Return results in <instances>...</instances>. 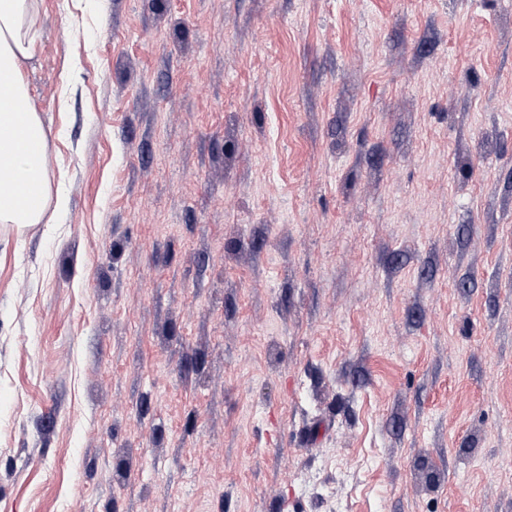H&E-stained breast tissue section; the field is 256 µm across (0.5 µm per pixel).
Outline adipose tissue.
Listing matches in <instances>:
<instances>
[{
    "label": "adipose tissue",
    "mask_w": 512,
    "mask_h": 512,
    "mask_svg": "<svg viewBox=\"0 0 512 512\" xmlns=\"http://www.w3.org/2000/svg\"><path fill=\"white\" fill-rule=\"evenodd\" d=\"M36 0H0V102H16L20 110L0 116V223L27 228L43 223L47 210L63 213L68 198L52 192L48 138L27 90L21 64L33 56L37 30Z\"/></svg>",
    "instance_id": "ef3b65f1"
}]
</instances>
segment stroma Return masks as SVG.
Segmentation results:
<instances>
[{
  "label": "stroma",
  "instance_id": "obj_1",
  "mask_svg": "<svg viewBox=\"0 0 512 512\" xmlns=\"http://www.w3.org/2000/svg\"><path fill=\"white\" fill-rule=\"evenodd\" d=\"M38 6L0 512H512V0Z\"/></svg>",
  "mask_w": 512,
  "mask_h": 512
}]
</instances>
